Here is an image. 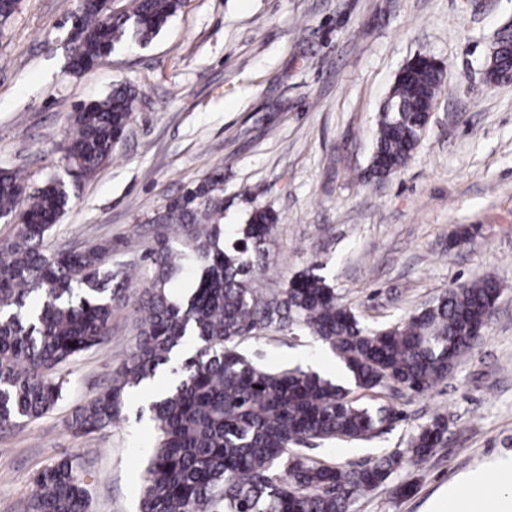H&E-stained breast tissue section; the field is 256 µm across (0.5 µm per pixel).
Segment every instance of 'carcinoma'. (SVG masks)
<instances>
[{"mask_svg": "<svg viewBox=\"0 0 512 512\" xmlns=\"http://www.w3.org/2000/svg\"><path fill=\"white\" fill-rule=\"evenodd\" d=\"M184 4L123 0L108 16L98 0H81L77 62L68 72L82 73L129 39L148 43ZM442 84L438 65L396 78L364 177L381 180L407 164ZM137 102L136 90L120 85L71 113L61 146L65 171L94 174L112 155ZM220 184L216 173L153 217L155 238L144 255L151 282L138 302L134 347L106 389L72 406L67 427L82 435L112 427L123 418L130 391L166 369L176 383L149 406L157 436L139 512H348L404 458L429 456L443 441L445 422L419 427L406 452L359 468L315 461L300 446L364 441L403 420L393 406L358 403L351 388L431 390L473 348L501 285L475 280L405 320L366 328L316 262L277 292L258 287L277 216L253 211L235 241L224 244ZM71 195L63 176L35 186L18 170L0 169V219L13 220L16 229L0 245L1 429L38 420L66 400L68 380L60 369L108 341L113 312L130 290L133 269L112 263L110 239L44 250ZM181 278L194 286L175 301L170 285ZM274 330L323 341L344 364L348 382L300 367L271 368L241 347ZM81 470L80 457L71 455L39 471L28 512H88Z\"/></svg>", "mask_w": 512, "mask_h": 512, "instance_id": "cac0c4a2", "label": "carcinoma"}]
</instances>
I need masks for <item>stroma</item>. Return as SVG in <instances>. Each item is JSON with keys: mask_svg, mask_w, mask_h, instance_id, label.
<instances>
[{"mask_svg": "<svg viewBox=\"0 0 512 512\" xmlns=\"http://www.w3.org/2000/svg\"><path fill=\"white\" fill-rule=\"evenodd\" d=\"M76 6L21 0L0 31V168L41 183L64 170L59 143L77 104L120 83L140 98L110 161L77 179L47 248L112 240L113 261L137 266L134 302L149 285L152 217L217 171L226 241L255 209L278 217L262 287L318 260L373 328L494 278L504 286L496 314L444 382L422 395L360 392L403 420L370 441H321L306 453L360 464L407 448L419 426L444 417V444L350 508L422 512L460 473L512 451V79L485 78L496 43L512 35V0H189L147 45L72 75L66 18ZM419 54L445 67L422 141L398 172L365 180L381 105ZM133 302L115 311L106 344L64 367L67 403L0 432V512H26L37 472L69 455L82 459L89 512H137L156 438L139 406L97 434L65 425L71 404L105 388L130 353ZM244 347L267 365L339 364L320 342L285 332Z\"/></svg>", "mask_w": 512, "mask_h": 512, "instance_id": "1", "label": "stroma"}]
</instances>
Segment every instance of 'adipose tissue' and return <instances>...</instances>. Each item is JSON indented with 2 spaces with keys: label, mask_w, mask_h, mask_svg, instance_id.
<instances>
[{
  "label": "adipose tissue",
  "mask_w": 512,
  "mask_h": 512,
  "mask_svg": "<svg viewBox=\"0 0 512 512\" xmlns=\"http://www.w3.org/2000/svg\"><path fill=\"white\" fill-rule=\"evenodd\" d=\"M427 512H512V452L461 474Z\"/></svg>",
  "instance_id": "ef3b65f1"
}]
</instances>
